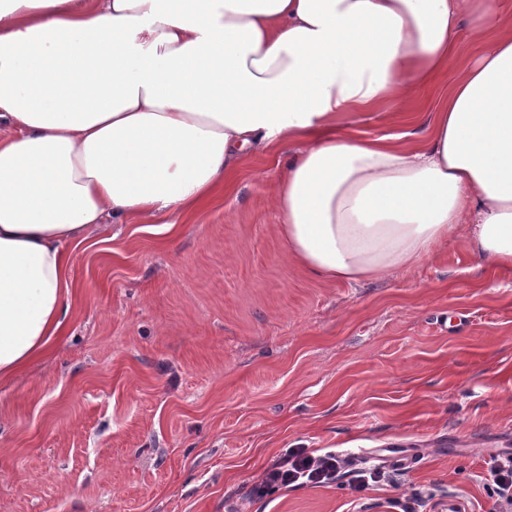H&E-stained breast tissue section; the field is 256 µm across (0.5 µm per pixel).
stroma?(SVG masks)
Masks as SVG:
<instances>
[{"mask_svg":"<svg viewBox=\"0 0 512 512\" xmlns=\"http://www.w3.org/2000/svg\"><path fill=\"white\" fill-rule=\"evenodd\" d=\"M368 111L364 138L417 143L452 85ZM283 149L153 229L105 222L71 261L62 336L0 384V512H506L482 477L512 455V277L457 229L414 270L350 284L288 256ZM334 452L322 486L252 495L288 449ZM385 473L356 492L353 472Z\"/></svg>","mask_w":512,"mask_h":512,"instance_id":"stroma-1","label":"stroma"}]
</instances>
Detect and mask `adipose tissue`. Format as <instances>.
<instances>
[{
	"instance_id": "obj_1",
	"label": "adipose tissue",
	"mask_w": 512,
	"mask_h": 512,
	"mask_svg": "<svg viewBox=\"0 0 512 512\" xmlns=\"http://www.w3.org/2000/svg\"><path fill=\"white\" fill-rule=\"evenodd\" d=\"M468 18L428 143L351 132L428 92ZM277 144L310 273L386 280L464 225L512 275V15L487 0H0V380L61 335L105 218L194 211Z\"/></svg>"
}]
</instances>
